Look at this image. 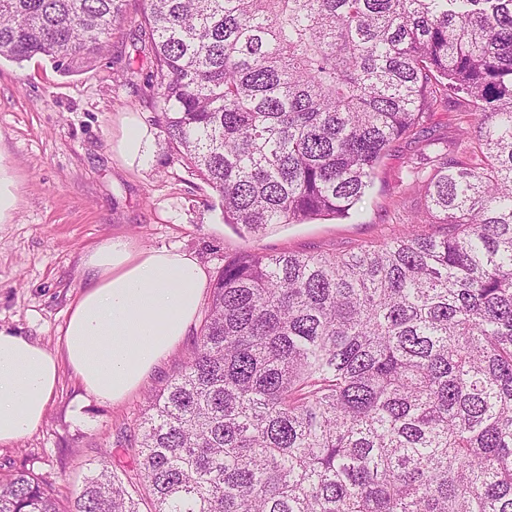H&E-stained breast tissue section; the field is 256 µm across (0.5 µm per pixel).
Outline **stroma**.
<instances>
[{"mask_svg": "<svg viewBox=\"0 0 512 512\" xmlns=\"http://www.w3.org/2000/svg\"><path fill=\"white\" fill-rule=\"evenodd\" d=\"M143 7V0H127L108 52L76 73L61 74L39 57L0 62V168L17 198L0 223L1 329L58 348L68 309L86 284L88 254L112 238L145 249H178L196 257L212 279L245 251L339 255L390 241L412 221L435 232L424 221L423 194L403 178L424 143L440 150L467 146L454 100L432 113L419 140L401 141L384 160L356 217L239 235L224 223L215 192L169 160L164 135L152 121L146 82L151 58L135 38ZM132 127L146 134L144 153L136 158L120 150ZM195 341L186 336L118 403L89 394L71 369H63L42 425L0 447V478L31 473L71 512L92 463L133 435L148 396L183 369Z\"/></svg>", "mask_w": 512, "mask_h": 512, "instance_id": "35a3bbf8", "label": "stroma"}]
</instances>
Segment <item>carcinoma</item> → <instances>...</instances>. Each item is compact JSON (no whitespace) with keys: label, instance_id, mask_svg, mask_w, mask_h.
Instances as JSON below:
<instances>
[{"label":"carcinoma","instance_id":"cac0c4a2","mask_svg":"<svg viewBox=\"0 0 512 512\" xmlns=\"http://www.w3.org/2000/svg\"><path fill=\"white\" fill-rule=\"evenodd\" d=\"M126 0H0V59L70 74ZM153 121L248 234L349 218L452 93L469 147L408 165L434 223L224 263L184 369L77 512H512V0H145ZM0 512H59L39 480Z\"/></svg>","mask_w":512,"mask_h":512}]
</instances>
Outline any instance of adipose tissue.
Here are the masks:
<instances>
[{
	"mask_svg": "<svg viewBox=\"0 0 512 512\" xmlns=\"http://www.w3.org/2000/svg\"><path fill=\"white\" fill-rule=\"evenodd\" d=\"M85 272L60 350L0 329V446L42 425L63 368L94 396L123 401L188 335L207 280L192 256L123 238L95 249Z\"/></svg>",
	"mask_w": 512,
	"mask_h": 512,
	"instance_id": "ef3b65f1",
	"label": "adipose tissue"
}]
</instances>
